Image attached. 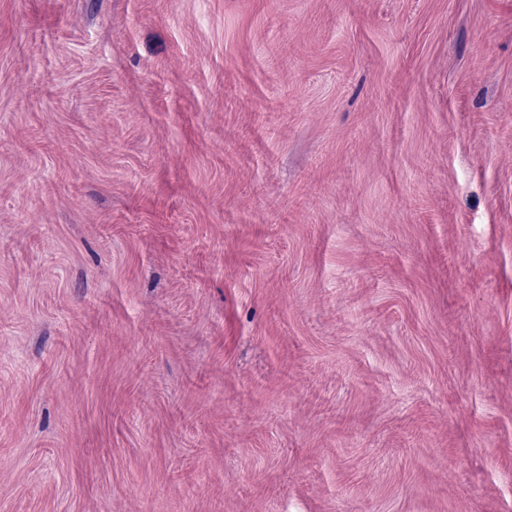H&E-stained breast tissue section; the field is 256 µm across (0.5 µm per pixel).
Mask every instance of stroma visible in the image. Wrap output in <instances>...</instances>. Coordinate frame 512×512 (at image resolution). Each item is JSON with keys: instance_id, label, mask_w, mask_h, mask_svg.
<instances>
[{"instance_id": "35a3bbf8", "label": "stroma", "mask_w": 512, "mask_h": 512, "mask_svg": "<svg viewBox=\"0 0 512 512\" xmlns=\"http://www.w3.org/2000/svg\"><path fill=\"white\" fill-rule=\"evenodd\" d=\"M0 512H512V0H0Z\"/></svg>"}]
</instances>
